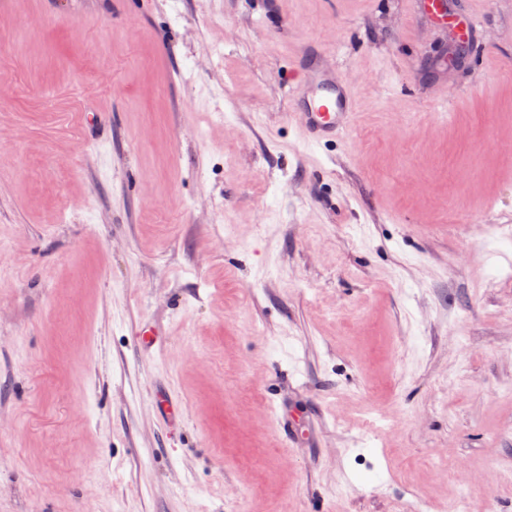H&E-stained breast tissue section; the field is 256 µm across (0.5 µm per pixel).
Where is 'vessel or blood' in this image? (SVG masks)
<instances>
[{
    "instance_id": "1",
    "label": "vessel or blood",
    "mask_w": 512,
    "mask_h": 512,
    "mask_svg": "<svg viewBox=\"0 0 512 512\" xmlns=\"http://www.w3.org/2000/svg\"><path fill=\"white\" fill-rule=\"evenodd\" d=\"M295 73L285 93L288 118L313 144L332 143L355 123V87L343 73L323 64L320 48L306 46L291 62Z\"/></svg>"
}]
</instances>
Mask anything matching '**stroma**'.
Here are the masks:
<instances>
[{
	"mask_svg": "<svg viewBox=\"0 0 512 512\" xmlns=\"http://www.w3.org/2000/svg\"><path fill=\"white\" fill-rule=\"evenodd\" d=\"M485 2L452 66L409 0H0V512H454L452 473L512 512ZM308 44L356 79L333 146L288 119Z\"/></svg>",
	"mask_w": 512,
	"mask_h": 512,
	"instance_id": "stroma-1",
	"label": "stroma"
}]
</instances>
